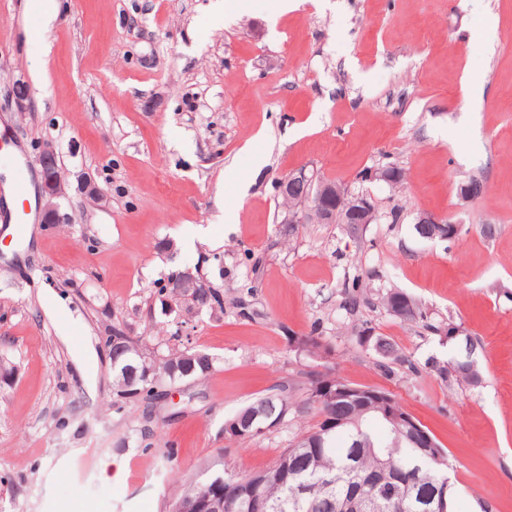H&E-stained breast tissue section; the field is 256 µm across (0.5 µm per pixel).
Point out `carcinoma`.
Returning a JSON list of instances; mask_svg holds the SVG:
<instances>
[{
  "mask_svg": "<svg viewBox=\"0 0 512 512\" xmlns=\"http://www.w3.org/2000/svg\"><path fill=\"white\" fill-rule=\"evenodd\" d=\"M310 188L298 184L288 199L281 202L290 210L307 201ZM199 310L224 309V295L207 285L192 293ZM368 347L383 360L398 359V351L383 336H370ZM150 355V375L142 370L138 352ZM215 368V360L202 350L178 349L159 353L139 341L126 352H112L113 385L116 395L129 388L128 379L139 385L146 381L158 388L172 386L186 378L205 376ZM313 385L307 379L278 394L259 398L224 420V436L245 439L257 436L259 422H288L291 414L317 418L316 423L300 430L263 470L254 473L261 484L260 502L238 497L244 473L227 462L221 471L205 481L181 470L168 456L172 477L183 485L182 493L169 505V512H178L186 498L207 499L216 488L224 492V512H342L352 491L362 488V503L356 512H369L366 503L375 500L378 512H393L400 503L401 512H427L425 504L439 502L446 512H455L454 488L448 483V457L439 444L422 448V437L407 427L397 428L378 409L368 412L349 399H339L326 407L310 403ZM419 467V481L411 488L368 486V475L379 472L384 486L390 485L394 473Z\"/></svg>",
  "mask_w": 512,
  "mask_h": 512,
  "instance_id": "cac0c4a2",
  "label": "carcinoma"
}]
</instances>
